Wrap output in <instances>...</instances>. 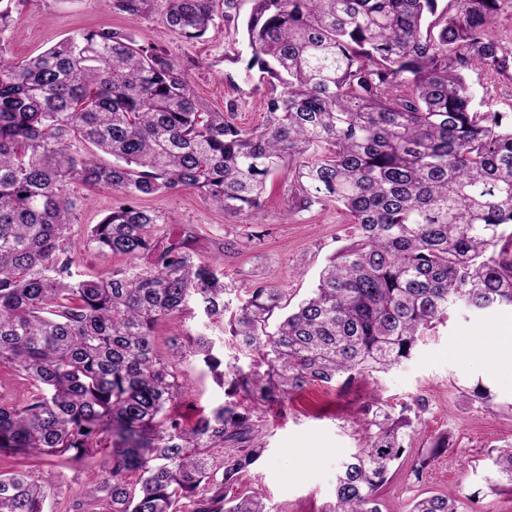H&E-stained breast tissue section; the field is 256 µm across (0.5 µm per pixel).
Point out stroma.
I'll return each mask as SVG.
<instances>
[{"instance_id": "stroma-1", "label": "stroma", "mask_w": 512, "mask_h": 512, "mask_svg": "<svg viewBox=\"0 0 512 512\" xmlns=\"http://www.w3.org/2000/svg\"><path fill=\"white\" fill-rule=\"evenodd\" d=\"M101 29H125L139 42L162 47L178 60H194L188 80L200 101L213 110L235 105V121L242 128L263 122L272 89L259 78H246L251 51L241 35L221 26L201 40L179 39L160 7L132 18L115 11L112 0H20L4 35L7 55L22 62L74 32ZM469 79L477 98L512 120L511 77L484 72ZM287 189V175H275L267 185L262 212L249 217H228L189 190L144 196L138 204L158 216L170 239H179L182 229L194 230L189 250L220 264L227 287L224 298L231 305H238L258 281L285 289L295 304L309 293L326 259L344 245L351 220L333 206L286 215ZM67 191L77 204L71 230L77 270L107 276L126 267L125 258L86 243L90 225L119 202V195L77 183L69 184ZM200 331L216 339L224 336L223 324L210 323L193 307L159 323L156 346L166 350L172 339ZM511 352V310L451 307L447 321L422 336L411 356L390 370L359 378L346 388L313 386L293 397L283 414L261 413L265 451L236 492H256L271 512H331L338 468L364 442L359 425L364 405L379 400L397 408L420 396L428 407L379 492L382 512H409L418 496L448 491L457 493L466 512H512V490L493 493L486 482L490 450L512 444ZM180 370L186 392L178 411L185 419L208 413L223 400V388L200 361L190 359ZM479 384L489 389V404L470 400ZM442 432L449 435L447 450L432 457L422 477H414L416 459ZM26 467L36 478L53 473L49 512H68L73 494L89 477L88 471L60 460L52 465L30 461Z\"/></svg>"}]
</instances>
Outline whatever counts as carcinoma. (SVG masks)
<instances>
[{"mask_svg":"<svg viewBox=\"0 0 512 512\" xmlns=\"http://www.w3.org/2000/svg\"><path fill=\"white\" fill-rule=\"evenodd\" d=\"M164 3L179 38L220 18L242 28L258 69L282 91L253 129L234 108L193 93L192 63L126 30L75 32L17 64L0 42V365L40 387L0 403V456L89 466L108 455L69 512H269L226 489L263 453L255 413L282 411L312 384L383 372L462 304L512 308V126L481 110L467 73L512 69L493 35L512 0H113L131 17ZM251 3L240 16L242 2ZM109 155L105 163L101 156ZM288 170V213L343 208L350 242L288 309L264 282L230 315L228 332L258 354L224 363L209 336L160 352L158 324L193 304L224 321V273L186 251L194 231L158 249V216L136 200L193 189L224 214L261 210L266 181ZM77 181L121 194L87 242L124 256L108 278L77 275L70 231ZM276 321L275 330L270 322ZM202 358L225 400L186 425L179 365ZM375 403L365 443L343 462L334 512H382L379 489L414 433L411 414ZM448 447L436 437L414 476ZM228 453L214 462L212 449ZM138 475L137 486L127 477ZM495 492L512 489V447L492 460ZM52 474L0 471V512H46ZM410 512H462L453 493Z\"/></svg>","mask_w":512,"mask_h":512,"instance_id":"carcinoma-1","label":"carcinoma"}]
</instances>
